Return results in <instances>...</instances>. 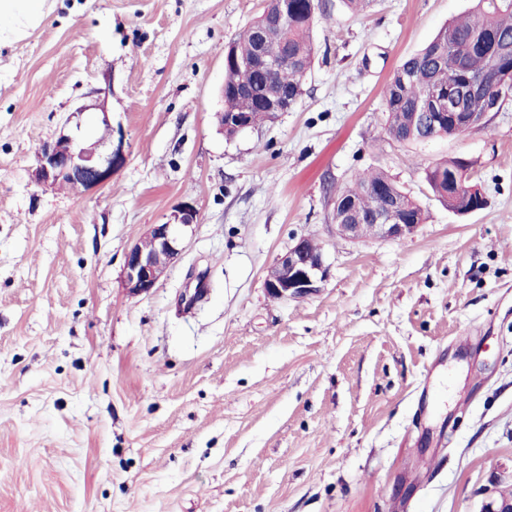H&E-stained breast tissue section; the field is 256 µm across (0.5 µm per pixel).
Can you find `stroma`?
<instances>
[{"label": "stroma", "mask_w": 512, "mask_h": 512, "mask_svg": "<svg viewBox=\"0 0 512 512\" xmlns=\"http://www.w3.org/2000/svg\"><path fill=\"white\" fill-rule=\"evenodd\" d=\"M266 0H56L0 48V512H481L512 499V98L402 143L382 89L472 0H323L304 93L227 137L224 47ZM122 132L97 189L38 185L39 147ZM471 164L449 212L426 166ZM386 172L427 212L348 241L331 187ZM190 203L150 293L128 250ZM310 237L319 292L270 298ZM206 293L188 302L198 287Z\"/></svg>", "instance_id": "1"}]
</instances>
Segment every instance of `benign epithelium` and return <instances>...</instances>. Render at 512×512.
I'll return each mask as SVG.
<instances>
[{"label":"benign epithelium","mask_w":512,"mask_h":512,"mask_svg":"<svg viewBox=\"0 0 512 512\" xmlns=\"http://www.w3.org/2000/svg\"><path fill=\"white\" fill-rule=\"evenodd\" d=\"M240 132L254 126L249 112L219 113ZM113 137V130L105 128V135L90 145L76 142L61 134L52 144L43 145L37 152L35 182L43 186L75 184L83 189L103 187L112 181V175L126 160L123 141L103 154L97 146ZM198 221V211L189 204L178 206L172 220L154 224L148 233L135 243L125 256L124 286L131 295L149 293L165 276L169 266L181 253L178 227H190ZM418 229L416 224H403L399 208L387 203L369 225L370 236L383 239L409 237ZM328 268L323 251L307 237L297 239L269 268L264 280L267 294L274 299L303 298L318 292L327 277Z\"/></svg>","instance_id":"obj_1"}]
</instances>
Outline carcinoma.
I'll use <instances>...</instances> for the list:
<instances>
[{
  "label": "carcinoma",
  "mask_w": 512,
  "mask_h": 512,
  "mask_svg": "<svg viewBox=\"0 0 512 512\" xmlns=\"http://www.w3.org/2000/svg\"><path fill=\"white\" fill-rule=\"evenodd\" d=\"M320 0H288V15L278 31L259 41L267 16L241 31L224 46V111L250 112L254 121L269 118L266 96L274 87L288 90V108L303 94L313 55L312 30ZM249 62L251 69L240 70ZM512 72V0H477L474 11L442 27L420 51L404 59L382 90L387 132L399 142H412L454 131L448 98L460 111L496 112L490 93L500 75ZM469 166L450 160L425 168V178L448 209L467 212L486 204L471 184ZM336 222L347 223L355 208L358 222L373 223L385 203L397 201L400 220L423 224L422 207L382 171L357 172L350 184L334 191Z\"/></svg>",
  "instance_id": "obj_1"
}]
</instances>
